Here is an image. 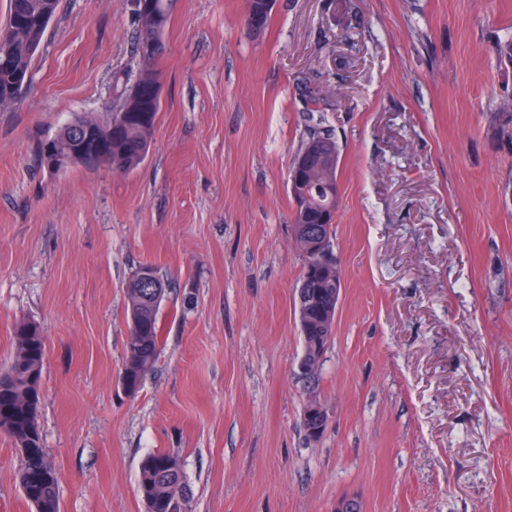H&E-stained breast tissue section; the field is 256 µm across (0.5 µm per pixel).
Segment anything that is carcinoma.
<instances>
[{
	"instance_id": "carcinoma-1",
	"label": "carcinoma",
	"mask_w": 512,
	"mask_h": 512,
	"mask_svg": "<svg viewBox=\"0 0 512 512\" xmlns=\"http://www.w3.org/2000/svg\"><path fill=\"white\" fill-rule=\"evenodd\" d=\"M175 0H148V9L157 28L133 18V54L138 61L137 81L158 80L156 63L164 52L162 35L168 25ZM59 0H10L7 25L0 29V105L13 103L31 77L32 64ZM157 40V49L148 55L144 44ZM160 101L136 100L131 89H122L110 106L105 120L86 116L63 125L55 133V144L82 149L83 163L107 166L128 172L140 166L155 130ZM293 162L301 163L296 185L302 204L292 208L290 223L296 243L305 248L315 229L327 227L333 236L336 195L328 188L338 184L339 148L330 129L315 124L307 129ZM304 302L295 303L298 322L313 325L304 340V351L312 350V337L331 336L325 327L329 310L336 305V265L314 272L302 268L299 279ZM162 300L134 274L127 285L129 339L126 344L122 382L129 394H136L144 377L152 370L159 352V312ZM14 355L10 362L15 376L0 379V414L10 427L8 436L20 453L18 483L35 512H59L58 480L46 458L38 424L45 344L36 324L19 321L13 331ZM139 492L150 499L152 512H187L188 488L178 457L163 451L146 454L139 465Z\"/></svg>"
}]
</instances>
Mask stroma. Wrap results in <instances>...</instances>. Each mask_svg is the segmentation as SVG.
<instances>
[{"mask_svg":"<svg viewBox=\"0 0 512 512\" xmlns=\"http://www.w3.org/2000/svg\"><path fill=\"white\" fill-rule=\"evenodd\" d=\"M132 13L60 0L0 106V368L35 323L60 512H146L153 451L181 460L188 512H512V0H274L256 36L246 0H176L144 162L49 172L39 142L136 77ZM315 123L339 147L342 294L306 377L288 168ZM146 263L170 289L131 396ZM18 469L0 434V512H35ZM154 271L155 277L166 285L155 283L157 289L156 296L153 294V288H145V285L139 278L146 283L153 282L152 269L148 267H139L127 285V319L129 322V339L126 344L125 357L122 369V382L125 384L129 394L135 395L141 385L144 377L152 370L159 352L160 345V327L159 312L161 303L168 291V280L160 274L158 269L150 265ZM164 288L162 298L161 290ZM133 320V321H132Z\"/></svg>","mask_w":512,"mask_h":512,"instance_id":"35a3bbf8","label":"stroma"}]
</instances>
